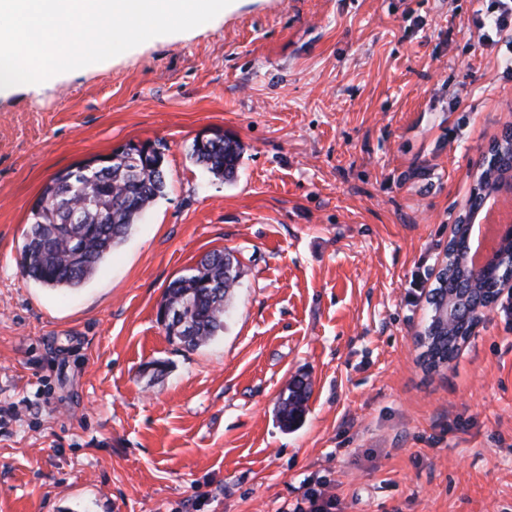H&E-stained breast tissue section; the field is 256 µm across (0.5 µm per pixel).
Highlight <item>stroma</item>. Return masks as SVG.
I'll use <instances>...</instances> for the list:
<instances>
[{
    "label": "stroma",
    "mask_w": 512,
    "mask_h": 512,
    "mask_svg": "<svg viewBox=\"0 0 512 512\" xmlns=\"http://www.w3.org/2000/svg\"><path fill=\"white\" fill-rule=\"evenodd\" d=\"M512 126V0H236L192 30L0 91V512H512V314L446 367L415 338L478 164ZM238 142L235 178L190 157ZM166 188L81 287L22 275L61 169L127 145ZM214 250L224 333L157 318ZM311 385L285 429L279 398ZM327 488V485L309 488L304 494L303 502L296 503L292 512H331L336 509V497Z\"/></svg>",
    "instance_id": "35a3bbf8"
}]
</instances>
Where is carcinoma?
I'll use <instances>...</instances> for the list:
<instances>
[{
  "mask_svg": "<svg viewBox=\"0 0 512 512\" xmlns=\"http://www.w3.org/2000/svg\"><path fill=\"white\" fill-rule=\"evenodd\" d=\"M129 150L132 157L125 162L107 161L98 170L65 169L44 187L32 208L21 252L19 265L24 276L55 289L83 284L163 195L166 174L161 151L145 156L134 146ZM240 157V145L222 135L204 141L197 138L191 148L196 163L226 181L234 178ZM480 168L467 206L455 220V234L448 241L447 268L438 276L445 284H435L428 294L430 316L423 327L427 344L421 353L428 371L455 357L483 310L498 301L503 282L512 279L511 243L505 246L498 270L474 279L463 237L472 213L494 193L501 179L512 178V132L491 143ZM239 275L238 260L229 252L214 250L192 273L169 282L162 301L178 309L186 324L169 323L167 335L195 350L224 332V315ZM287 391L278 417L290 429L305 414L310 388L295 381Z\"/></svg>",
  "mask_w": 512,
  "mask_h": 512,
  "instance_id": "1",
  "label": "carcinoma"
}]
</instances>
